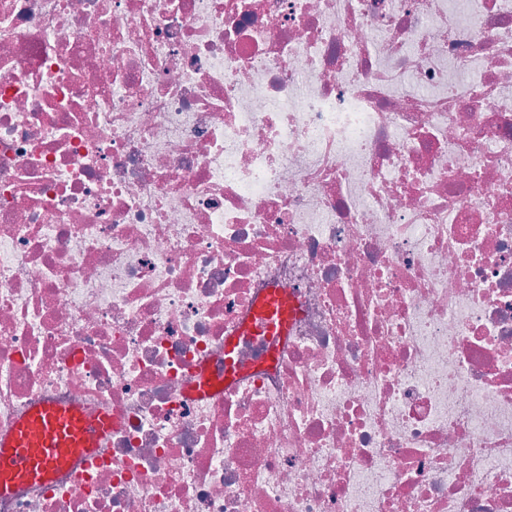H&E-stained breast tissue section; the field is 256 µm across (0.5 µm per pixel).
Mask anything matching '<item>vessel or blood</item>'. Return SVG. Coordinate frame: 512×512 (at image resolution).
I'll use <instances>...</instances> for the list:
<instances>
[{
    "instance_id": "vessel-or-blood-1",
    "label": "vessel or blood",
    "mask_w": 512,
    "mask_h": 512,
    "mask_svg": "<svg viewBox=\"0 0 512 512\" xmlns=\"http://www.w3.org/2000/svg\"><path fill=\"white\" fill-rule=\"evenodd\" d=\"M295 311V303L286 293L273 291L257 309L261 330L285 335ZM111 429L108 414L89 421L75 409L39 406L8 434L0 435V494L10 493L20 482L48 480L67 454L90 453Z\"/></svg>"
}]
</instances>
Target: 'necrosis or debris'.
<instances>
[{
	"label": "necrosis or debris",
	"instance_id": "1",
	"mask_svg": "<svg viewBox=\"0 0 512 512\" xmlns=\"http://www.w3.org/2000/svg\"><path fill=\"white\" fill-rule=\"evenodd\" d=\"M469 4L0 0V434L112 416L0 512H512V0ZM295 312L294 301L286 293L274 290L258 306L260 328L272 336H284Z\"/></svg>",
	"mask_w": 512,
	"mask_h": 512
}]
</instances>
